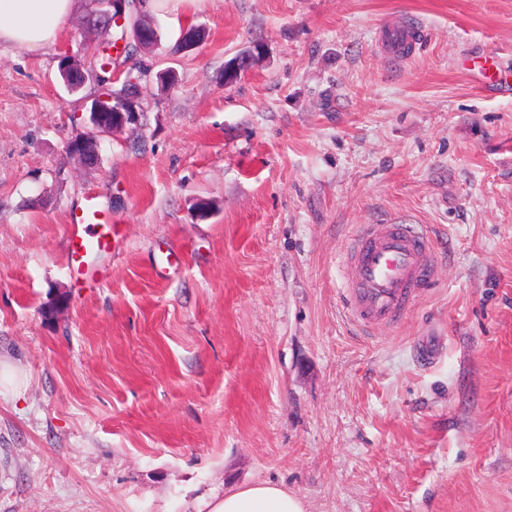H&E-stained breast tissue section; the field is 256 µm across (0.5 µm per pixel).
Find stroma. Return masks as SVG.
Returning a JSON list of instances; mask_svg holds the SVG:
<instances>
[{
    "mask_svg": "<svg viewBox=\"0 0 512 512\" xmlns=\"http://www.w3.org/2000/svg\"><path fill=\"white\" fill-rule=\"evenodd\" d=\"M86 13L0 50V512H193L253 481L307 512H512V90L487 87L512 0H153L140 122L94 167L69 144L104 89L59 76ZM90 194L115 233L83 285ZM389 220L432 233L436 280L364 329L342 259ZM95 200V196L86 197L81 211L73 214L66 240L68 267L77 277L86 280L95 278L90 255L112 249V224L98 222L100 211Z\"/></svg>",
    "mask_w": 512,
    "mask_h": 512,
    "instance_id": "1",
    "label": "stroma"
}]
</instances>
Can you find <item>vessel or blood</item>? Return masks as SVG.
Segmentation results:
<instances>
[{
  "mask_svg": "<svg viewBox=\"0 0 512 512\" xmlns=\"http://www.w3.org/2000/svg\"><path fill=\"white\" fill-rule=\"evenodd\" d=\"M111 248L112 227L100 223L96 201L87 197L69 225L68 266L79 278H94L90 255ZM432 253L431 239L413 225H361L344 256L352 318L367 327L399 321L410 300L434 281Z\"/></svg>",
  "mask_w": 512,
  "mask_h": 512,
  "instance_id": "1",
  "label": "vessel or blood"
}]
</instances>
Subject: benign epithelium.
Returning a JSON list of instances; mask_svg holds the SVG:
<instances>
[{
  "mask_svg": "<svg viewBox=\"0 0 512 512\" xmlns=\"http://www.w3.org/2000/svg\"><path fill=\"white\" fill-rule=\"evenodd\" d=\"M138 9H144L145 0H93L95 10L86 18L89 27L101 31L108 30L111 26L121 27L125 24V16L130 5ZM159 34L154 23L145 19L141 20L139 34L135 46L139 50H147L158 43ZM260 51V46L248 50L230 62L224 70V81L229 82L248 69L254 59V54ZM64 87L70 94H77L83 88L86 80L85 65L75 60H65L61 68ZM139 94L130 90L122 95L116 107L112 108V120H101L100 101L92 102L89 109L88 131L70 143V151L76 155L85 165L95 166L99 160V137L112 132L115 129L128 125H136L139 122Z\"/></svg>",
  "mask_w": 512,
  "mask_h": 512,
  "instance_id": "1",
  "label": "benign epithelium"
}]
</instances>
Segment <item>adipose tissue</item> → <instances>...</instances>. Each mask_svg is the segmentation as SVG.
Returning a JSON list of instances; mask_svg holds the SVG:
<instances>
[{"mask_svg":"<svg viewBox=\"0 0 512 512\" xmlns=\"http://www.w3.org/2000/svg\"><path fill=\"white\" fill-rule=\"evenodd\" d=\"M76 0H0V48L37 51L56 44ZM205 512H306L302 500L268 482L245 484L212 495Z\"/></svg>","mask_w":512,"mask_h":512,"instance_id":"ef3b65f1","label":"adipose tissue"}]
</instances>
